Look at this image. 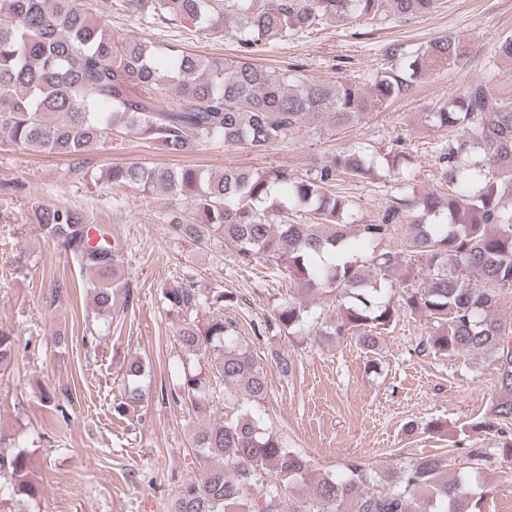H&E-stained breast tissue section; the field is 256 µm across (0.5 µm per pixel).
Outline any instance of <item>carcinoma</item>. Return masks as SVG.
Here are the masks:
<instances>
[{"instance_id": "obj_1", "label": "carcinoma", "mask_w": 512, "mask_h": 512, "mask_svg": "<svg viewBox=\"0 0 512 512\" xmlns=\"http://www.w3.org/2000/svg\"><path fill=\"white\" fill-rule=\"evenodd\" d=\"M123 11L149 23L180 24L190 35L221 34L232 21L234 57H208L168 49V65L141 37H118L92 17L84 0H0V138L19 150L69 157L75 167L85 153L130 131L170 155L194 152L207 143L266 151L302 130L316 135L350 128L407 93L414 80L470 55L456 36H442L407 52L388 46L372 90L339 76L310 81L296 70H271L251 61L260 47L333 23L407 19L441 7L440 0H120ZM488 63H512V34L499 38ZM493 74L470 81L459 95L433 112L427 123L449 132L441 148L440 188L393 202L370 224H348L353 207L332 193L336 182L367 179L384 165L363 147L343 148L306 178L285 169L254 173L226 167L207 174L195 167H112L115 188L143 192L162 188L181 196L193 222L171 224L176 236L201 246L217 240L235 248L238 263L264 262L283 270L295 294L273 310L274 326L286 335L313 336L317 343L357 337L368 352L403 311L421 312L432 323L427 344L439 355H486L498 375V396L476 429L494 430L499 450L512 458V323L494 315L503 290H512V101L498 96ZM163 91L171 92L160 102ZM477 146L478 159L461 158ZM31 219L46 241L60 248L88 282L96 315L112 317L118 295L133 296L116 277L123 262L120 240L68 207L40 205ZM405 228L406 252L349 251L351 236L372 243ZM99 236L93 241L92 234ZM413 258L408 263L405 257ZM401 303L380 299L378 281L397 269ZM160 301L180 324L179 341L197 363L183 368L171 390L175 402L198 412L214 398L224 418L192 437L202 472L181 484L171 512H284L282 496L304 481L310 462L264 425L261 407L269 396V368L224 322L234 296L200 288L193 280L160 290ZM342 310L325 316V308ZM19 343L0 329V369L14 360ZM141 361L127 370L124 406L146 398L139 385ZM473 470H497L485 449H468ZM31 452L0 455V512H30L40 489L32 480ZM489 490L476 491L463 472L448 474L443 455L399 460L376 472L354 462L341 477L320 478L289 512H481Z\"/></svg>"}]
</instances>
